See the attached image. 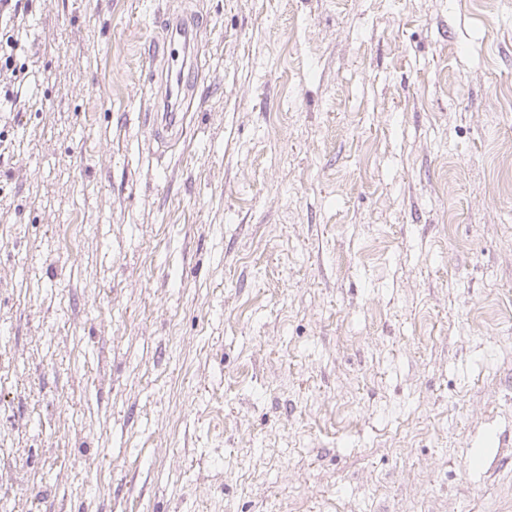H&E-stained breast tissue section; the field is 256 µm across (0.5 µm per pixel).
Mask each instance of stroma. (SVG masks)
<instances>
[{
	"instance_id": "1",
	"label": "stroma",
	"mask_w": 512,
	"mask_h": 512,
	"mask_svg": "<svg viewBox=\"0 0 512 512\" xmlns=\"http://www.w3.org/2000/svg\"><path fill=\"white\" fill-rule=\"evenodd\" d=\"M34 0L0 115V512H512V0ZM156 23L163 28L166 32V37L163 41V57L161 61L167 64L168 72L178 71L177 73V81L180 85H183L188 80L192 79L195 75V67L189 66L187 70H185L186 65L183 66V49L176 44V39L174 36L175 32H184L186 34V40L183 42L184 48L189 46V38L187 34L188 26L183 24L176 23H168L166 16L155 15ZM178 113L166 112L161 117L159 112L145 114V121L150 127L152 136L159 143L165 141L168 137L176 135L180 130V124L184 119L182 116L181 120L177 123ZM177 123V124H176ZM178 128V129H177Z\"/></svg>"
}]
</instances>
